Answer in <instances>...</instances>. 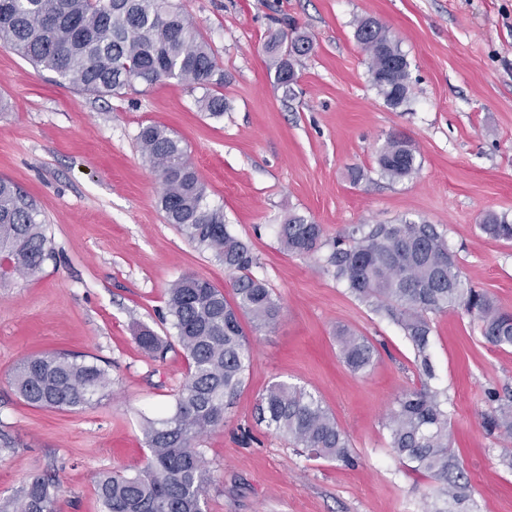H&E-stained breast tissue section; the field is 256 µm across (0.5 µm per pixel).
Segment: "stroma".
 Returning <instances> with one entry per match:
<instances>
[{
    "label": "stroma",
    "mask_w": 512,
    "mask_h": 512,
    "mask_svg": "<svg viewBox=\"0 0 512 512\" xmlns=\"http://www.w3.org/2000/svg\"><path fill=\"white\" fill-rule=\"evenodd\" d=\"M224 73L226 109H200L201 90L165 79L105 98L80 91L0 43V178L34 201L56 254L35 278L0 281V504L32 475L57 474L59 512H103L95 478L147 462L142 415L162 416L183 383L179 346L146 355L135 336H173L170 284L193 273L226 287L223 264L167 224L160 186L138 148L143 126L179 138L210 207L248 243L254 277L283 310L277 325L243 320L254 355L223 427L202 449L212 481L206 512H431L438 481L389 447L395 397L421 382L448 397V433L466 484L452 512H512V438L488 433L494 402L512 401V348L487 343L463 309L432 316L424 379L399 326L375 315L325 270L328 243L354 224L410 217L435 224L470 285L512 310V242L479 229L489 211L512 214V0H174ZM379 20L410 62L409 102L391 108L373 86L356 22ZM312 42L295 63V94L275 83L271 32ZM394 133L421 165L392 182L377 165ZM364 173L354 182L351 169ZM321 224L314 256L288 254L276 236L289 214ZM368 337L363 374L343 363L336 332ZM53 351L110 366L100 403L78 411L28 406L8 376ZM275 381L304 387L346 432L353 465L308 457L256 420Z\"/></svg>",
    "instance_id": "obj_1"
}]
</instances>
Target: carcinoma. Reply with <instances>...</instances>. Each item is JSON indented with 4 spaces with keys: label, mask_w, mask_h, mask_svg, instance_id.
Returning <instances> with one entry per match:
<instances>
[{
    "label": "carcinoma",
    "mask_w": 512,
    "mask_h": 512,
    "mask_svg": "<svg viewBox=\"0 0 512 512\" xmlns=\"http://www.w3.org/2000/svg\"><path fill=\"white\" fill-rule=\"evenodd\" d=\"M355 36L367 56L373 86L397 108L410 96L409 62L389 30L371 19L358 21ZM0 42L55 73L80 90L106 96L137 86L149 88L162 78L186 81L205 90L201 108L224 115V96L211 88L224 83L215 54L190 17L171 0H0ZM275 80L285 96L297 82L294 60L306 54L304 36L273 34L266 44ZM145 161L157 176L166 223L209 251L229 275L234 300L210 281L186 274L166 291V311L175 339L189 365L162 418L146 417L142 433L147 464L134 475L115 472L95 480L103 512H204L211 480L202 439L224 424V415L244 383L253 349L240 316L259 329L274 327L282 313L278 297L250 273L255 258L247 243L224 224V213L209 208L204 187L181 141L148 125L138 135ZM418 147L392 134L377 163L392 181L419 170ZM33 201L14 183L0 179V279L37 277L53 255L47 225ZM479 228L486 236L512 241V216L488 212ZM277 238L300 257L323 245L321 225L290 214L278 225ZM326 271L376 315L397 324L412 343L417 362L430 375L427 346L430 316L464 307L494 347H512V312L487 293L470 287L445 235L424 220L402 218L395 224H357L333 241ZM345 364L355 373L374 362L375 347L348 329L336 332ZM139 347L164 354L169 341L148 327L138 330ZM112 379L98 359L52 352L21 361L11 384L29 406L77 410L101 401ZM259 420L313 458L352 462L350 441L336 417L314 394L296 385L273 382L259 400ZM490 433L512 435V404L485 416ZM389 446L402 461L442 483L441 494L460 501L465 487L450 480L458 468L448 437V410L441 393L423 383L402 392L386 417ZM58 480L32 475L0 512H57Z\"/></svg>",
    "instance_id": "carcinoma-1"
}]
</instances>
